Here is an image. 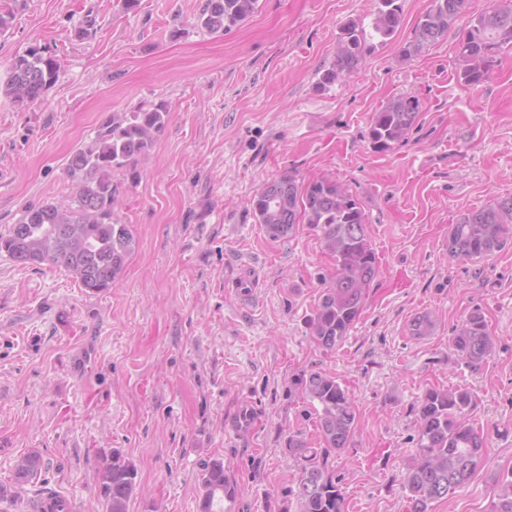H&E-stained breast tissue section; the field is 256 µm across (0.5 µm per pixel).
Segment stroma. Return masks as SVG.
Listing matches in <instances>:
<instances>
[{"mask_svg":"<svg viewBox=\"0 0 512 512\" xmlns=\"http://www.w3.org/2000/svg\"><path fill=\"white\" fill-rule=\"evenodd\" d=\"M205 0H0V74L40 47L60 62L41 101L0 94V232L24 206L65 201L74 148L113 115L165 104L168 122L135 166L113 172L115 214L136 241L117 282L89 294L64 268L0 256V481L39 452L36 479L0 512H32L49 490L103 512L98 449L135 460L129 512H199V463L223 460L230 512H297L292 432L318 447L294 375L321 371L353 396V444L330 458L346 512H409L403 476L426 390L468 389L467 419L488 457L432 512H489L512 470V246L460 260L443 246L461 214L512 196V49L489 78L463 85L462 27L404 57L429 0H401L402 22L345 81L317 89L348 21L370 26L377 0H258L230 32L197 18ZM402 95L419 101L406 139L379 150L371 117ZM323 176L356 195L380 272L337 347L307 319L335 262L319 232L271 240L250 201L267 181ZM481 308L494 349L465 364L455 329ZM431 314L430 335L410 333ZM249 431L229 428L239 402Z\"/></svg>","mask_w":512,"mask_h":512,"instance_id":"35a3bbf8","label":"stroma"}]
</instances>
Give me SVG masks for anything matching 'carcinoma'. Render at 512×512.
<instances>
[{"label": "carcinoma", "instance_id": "obj_1", "mask_svg": "<svg viewBox=\"0 0 512 512\" xmlns=\"http://www.w3.org/2000/svg\"><path fill=\"white\" fill-rule=\"evenodd\" d=\"M372 23L373 36L384 43L401 22L399 0H378ZM258 0H206L198 25L209 31H229L256 10ZM468 0H430L419 17L414 38L403 49L410 57L448 35L466 15ZM512 48V0L472 16L459 44V79L474 86L489 73L494 56ZM371 49L364 27L351 21L341 28L336 60L326 70L317 88L324 90L347 78ZM60 64L55 56L38 48L14 58L0 93L24 106L40 100L56 82ZM419 101L401 96L373 113L369 137L379 149L401 140L416 121ZM169 112L165 105L110 117L98 128L95 139L74 149L66 171L77 191L62 205L43 202L25 207L17 223L0 234V253L22 265H60L67 269L88 294L112 287L134 250L128 226L114 215L116 189L112 172L133 165L147 154L164 130ZM256 223L273 240L291 236L298 224L319 231L325 248L336 263V274L322 289L308 319L313 338L325 348L341 343L359 320L367 288L377 277L379 262L370 242L367 216L356 196L334 179L321 177L298 185L291 174L265 183L251 200ZM512 243V197L470 210L451 225L445 247L460 259L489 257ZM457 355L476 365L493 351V341L481 310H473L452 338ZM294 385L313 406L322 447L311 448L301 433L288 435L285 453L301 463L296 487L299 512H345L340 478L328 466V457L350 447L356 428V409L346 389L330 374L310 371L298 374ZM465 389H430L422 398L418 418V442L414 462L403 476L410 512H432V503L452 496L474 474L487 452L483 433L466 422L471 405ZM96 483L104 512H129L136 494L138 467L117 448L98 451ZM41 456L30 452L16 461L15 483L37 476ZM199 512H224V502H233L236 484L224 472V462L207 458L200 462ZM490 512H512V471L504 476Z\"/></svg>", "mask_w": 512, "mask_h": 512}]
</instances>
